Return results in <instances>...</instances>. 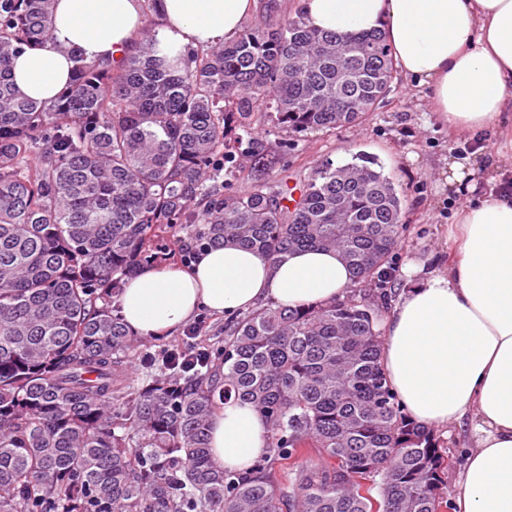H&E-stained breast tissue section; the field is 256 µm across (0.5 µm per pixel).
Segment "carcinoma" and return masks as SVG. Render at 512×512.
<instances>
[{
    "mask_svg": "<svg viewBox=\"0 0 512 512\" xmlns=\"http://www.w3.org/2000/svg\"><path fill=\"white\" fill-rule=\"evenodd\" d=\"M51 4L0 0V512H442L453 456L404 414L381 361L406 229L393 181L327 165L290 199L251 137L260 112L301 131L360 123L392 92L384 35L319 32L270 3L182 67L154 58L149 30L119 66L79 58L38 102L9 73L48 39ZM227 164L247 189L221 180ZM178 230L274 261L338 250L352 284L235 315L224 344L132 371L119 297ZM231 397L270 424L248 473L208 447Z\"/></svg>",
    "mask_w": 512,
    "mask_h": 512,
    "instance_id": "carcinoma-1",
    "label": "carcinoma"
}]
</instances>
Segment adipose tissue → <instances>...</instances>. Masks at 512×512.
<instances>
[{
	"instance_id": "adipose-tissue-1",
	"label": "adipose tissue",
	"mask_w": 512,
	"mask_h": 512,
	"mask_svg": "<svg viewBox=\"0 0 512 512\" xmlns=\"http://www.w3.org/2000/svg\"><path fill=\"white\" fill-rule=\"evenodd\" d=\"M159 20L155 58L233 41L256 0H54L47 43L23 47L11 78L25 96L54 99L76 57L114 62L136 52L143 8ZM308 26L345 35L381 31L403 77L430 92L453 133L507 136L485 169H512V0H302ZM448 189L465 194L454 214L457 256L419 276L382 329V364L408 417L429 428L474 425L451 512H512V192L472 196L463 164L449 160ZM351 285L338 252L298 249L279 262L225 243L198 251L191 269L150 265L127 282L120 315L131 335L160 340L199 311L240 313L268 301L327 303ZM269 428L250 404L214 415L210 452L220 468L249 470L268 452Z\"/></svg>"
}]
</instances>
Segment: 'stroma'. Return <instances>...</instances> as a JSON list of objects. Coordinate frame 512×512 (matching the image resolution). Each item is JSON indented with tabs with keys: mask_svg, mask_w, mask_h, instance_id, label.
Here are the masks:
<instances>
[{
	"mask_svg": "<svg viewBox=\"0 0 512 512\" xmlns=\"http://www.w3.org/2000/svg\"><path fill=\"white\" fill-rule=\"evenodd\" d=\"M254 127L269 151H276L280 141L289 142L287 155L272 171L288 184L307 180L323 165L341 166L361 155L377 161L383 173L393 178L406 224L396 257L400 291L412 284L405 273L407 264L430 270L453 249L451 215L463 199L448 192L449 156L472 161L471 182L481 194L490 189L484 167L504 142L495 130L449 135L426 94L412 89L400 76L376 112L359 125L297 133L279 129L273 114L261 112ZM226 323V317L201 314L182 332L161 342L148 341L142 353L154 355L163 345L185 347L221 340Z\"/></svg>",
	"mask_w": 512,
	"mask_h": 512,
	"instance_id": "stroma-1",
	"label": "stroma"
}]
</instances>
